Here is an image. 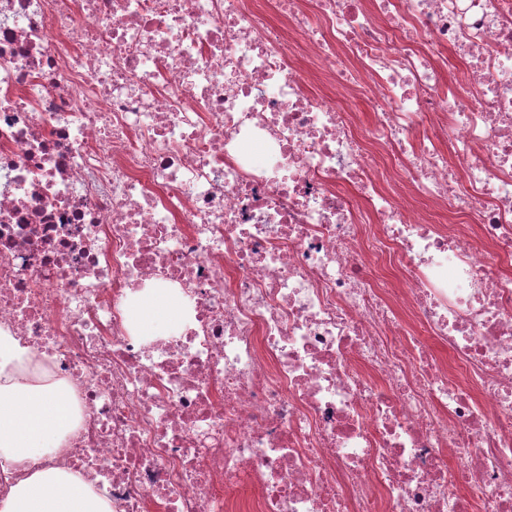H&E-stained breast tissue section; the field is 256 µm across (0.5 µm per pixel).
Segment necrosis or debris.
Instances as JSON below:
<instances>
[{
    "mask_svg": "<svg viewBox=\"0 0 512 512\" xmlns=\"http://www.w3.org/2000/svg\"><path fill=\"white\" fill-rule=\"evenodd\" d=\"M0 330L81 416L0 501L512 512V0H0ZM178 300L175 297L148 296L137 306L139 322L159 335H166L178 323ZM53 490V494L48 491ZM0 512H113L112 502L78 472L39 469L14 485Z\"/></svg>",
    "mask_w": 512,
    "mask_h": 512,
    "instance_id": "necrosis-or-debris-1",
    "label": "necrosis or debris"
}]
</instances>
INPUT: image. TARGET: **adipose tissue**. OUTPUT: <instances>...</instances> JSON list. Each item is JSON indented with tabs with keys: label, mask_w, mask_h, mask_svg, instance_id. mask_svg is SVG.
I'll return each instance as SVG.
<instances>
[{
	"label": "adipose tissue",
	"mask_w": 512,
	"mask_h": 512,
	"mask_svg": "<svg viewBox=\"0 0 512 512\" xmlns=\"http://www.w3.org/2000/svg\"><path fill=\"white\" fill-rule=\"evenodd\" d=\"M178 301L148 296L137 306L139 322L164 335L178 323ZM79 422L76 395L52 377L50 357L0 331V465L61 451ZM0 512H112L111 501L78 472L39 469L14 485Z\"/></svg>",
	"instance_id": "ef3b65f1"
}]
</instances>
